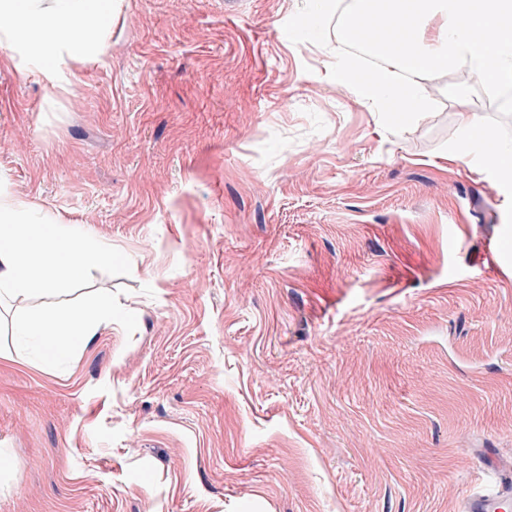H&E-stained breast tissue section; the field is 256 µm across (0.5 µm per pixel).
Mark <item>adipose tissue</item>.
Listing matches in <instances>:
<instances>
[{
    "label": "adipose tissue",
    "mask_w": 512,
    "mask_h": 512,
    "mask_svg": "<svg viewBox=\"0 0 512 512\" xmlns=\"http://www.w3.org/2000/svg\"><path fill=\"white\" fill-rule=\"evenodd\" d=\"M354 9L336 40L349 43L361 28L381 34L377 55L386 63L353 80L344 62L333 69L336 84H356L366 99L386 91L418 103L420 78L429 70L467 64L480 77L512 86V0H353ZM117 0H0V65L39 76L74 92L75 64L98 61L108 46ZM492 30L477 42L471 30Z\"/></svg>",
    "instance_id": "1"
}]
</instances>
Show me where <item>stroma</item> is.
<instances>
[{
	"label": "stroma",
	"mask_w": 512,
	"mask_h": 512,
	"mask_svg": "<svg viewBox=\"0 0 512 512\" xmlns=\"http://www.w3.org/2000/svg\"><path fill=\"white\" fill-rule=\"evenodd\" d=\"M224 2L123 0L71 94L0 67V188L138 320L53 372L0 328V512H459L512 451V183L458 114L512 145V89L401 121L336 0Z\"/></svg>",
	"instance_id": "35a3bbf8"
}]
</instances>
